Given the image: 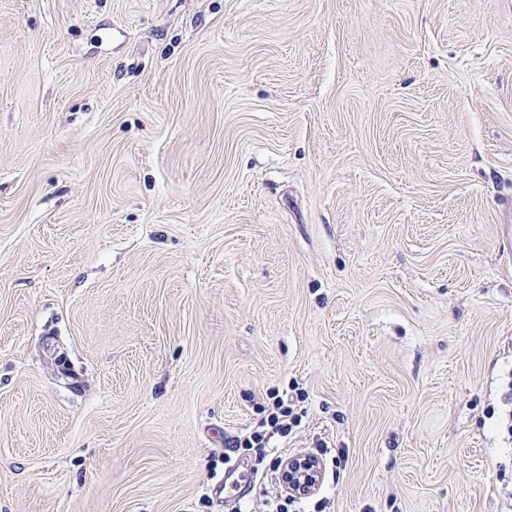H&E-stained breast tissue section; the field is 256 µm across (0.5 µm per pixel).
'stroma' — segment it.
<instances>
[{
  "label": "stroma",
  "instance_id": "obj_1",
  "mask_svg": "<svg viewBox=\"0 0 512 512\" xmlns=\"http://www.w3.org/2000/svg\"><path fill=\"white\" fill-rule=\"evenodd\" d=\"M507 224L512 0H0V512H512ZM293 398L288 393L270 391L265 404L259 406L261 418L255 426L228 442V448L253 450L260 457L268 456V448L277 439H288L301 426L303 415L294 411ZM322 476V463L309 456L288 457L282 464L281 477L290 493L305 495L312 493Z\"/></svg>",
  "mask_w": 512,
  "mask_h": 512
}]
</instances>
